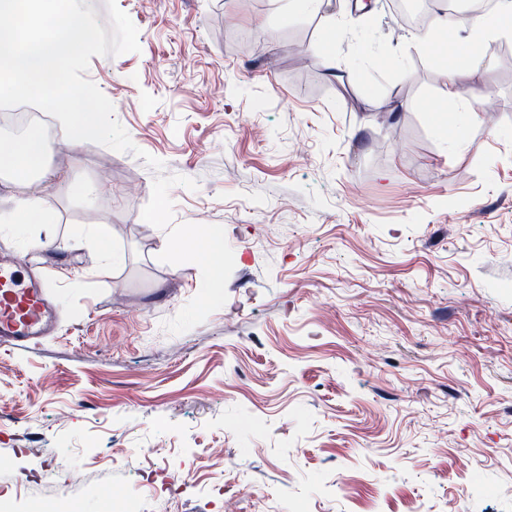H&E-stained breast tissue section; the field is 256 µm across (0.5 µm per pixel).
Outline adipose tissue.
Returning a JSON list of instances; mask_svg holds the SVG:
<instances>
[{"mask_svg":"<svg viewBox=\"0 0 512 512\" xmlns=\"http://www.w3.org/2000/svg\"><path fill=\"white\" fill-rule=\"evenodd\" d=\"M477 41L512 38V0H497L490 14L470 20ZM8 160L0 165V174L17 190L14 207L0 213V229L23 238L28 249L44 251L51 247L48 238L29 235L30 227L49 221L50 206L44 188L53 176L46 158L48 149L42 137L30 135L16 140L9 148Z\"/></svg>","mask_w":512,"mask_h":512,"instance_id":"1","label":"adipose tissue"}]
</instances>
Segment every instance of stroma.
<instances>
[{"label": "stroma", "mask_w": 512, "mask_h": 512, "mask_svg": "<svg viewBox=\"0 0 512 512\" xmlns=\"http://www.w3.org/2000/svg\"><path fill=\"white\" fill-rule=\"evenodd\" d=\"M117 4L141 50L86 77L164 175L196 181L171 188L172 223L224 228L228 300L164 329L202 275L158 259L157 173L48 118L54 244L0 245L47 275L58 323L0 347V500L224 512L252 486L238 512H512V39L485 44L472 85L498 112L471 124L432 61L452 37L420 45L382 7L333 0L331 30L288 0ZM323 49L334 74L293 62ZM89 224L121 262L75 245ZM159 443L172 455L148 458Z\"/></svg>", "instance_id": "35a3bbf8"}]
</instances>
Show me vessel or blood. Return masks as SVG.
Here are the masks:
<instances>
[{"mask_svg": "<svg viewBox=\"0 0 512 512\" xmlns=\"http://www.w3.org/2000/svg\"><path fill=\"white\" fill-rule=\"evenodd\" d=\"M53 291L43 279H22L8 261L0 262V344L24 347L46 336L54 322Z\"/></svg>", "mask_w": 512, "mask_h": 512, "instance_id": "b4317fda", "label": "vessel or blood"}]
</instances>
